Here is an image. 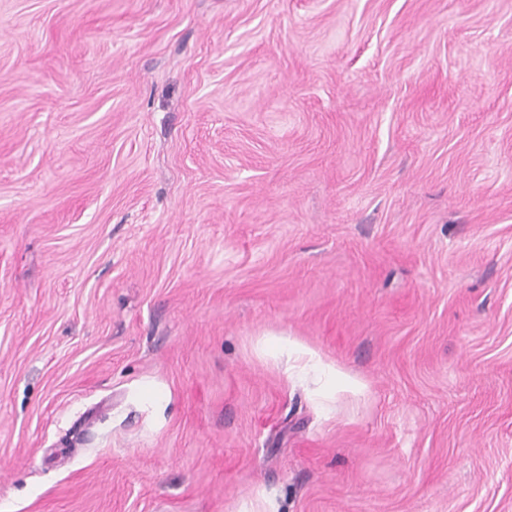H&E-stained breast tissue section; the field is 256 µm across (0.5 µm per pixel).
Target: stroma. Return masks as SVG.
Segmentation results:
<instances>
[{
	"label": "stroma",
	"instance_id": "stroma-1",
	"mask_svg": "<svg viewBox=\"0 0 512 512\" xmlns=\"http://www.w3.org/2000/svg\"><path fill=\"white\" fill-rule=\"evenodd\" d=\"M0 512H512V0H0Z\"/></svg>",
	"mask_w": 512,
	"mask_h": 512
}]
</instances>
